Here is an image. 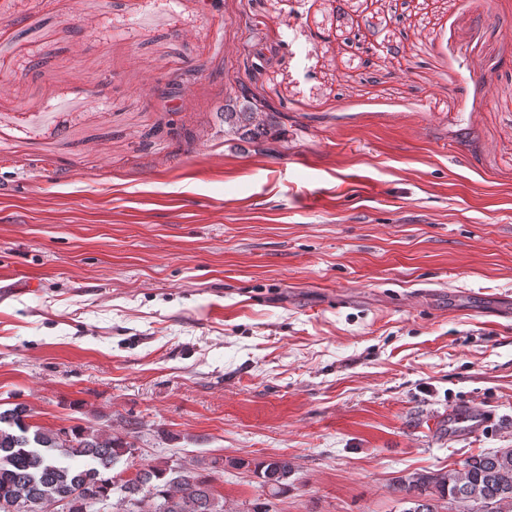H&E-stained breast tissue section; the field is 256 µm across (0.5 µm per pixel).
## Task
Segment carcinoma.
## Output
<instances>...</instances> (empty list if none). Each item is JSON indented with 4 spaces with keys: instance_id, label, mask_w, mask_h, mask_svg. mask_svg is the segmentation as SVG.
<instances>
[{
    "instance_id": "cac0c4a2",
    "label": "carcinoma",
    "mask_w": 512,
    "mask_h": 512,
    "mask_svg": "<svg viewBox=\"0 0 512 512\" xmlns=\"http://www.w3.org/2000/svg\"><path fill=\"white\" fill-rule=\"evenodd\" d=\"M260 98L241 82L224 100V135L256 141L268 134L279 112L260 108ZM24 403L0 410V512H35L60 504L62 512H226L214 490L216 477L241 459L212 457L190 467L138 459L136 427L101 432L91 427L32 428ZM263 501L253 512H272L273 499L288 490L293 467L275 457L254 464ZM402 512H512V448L470 456L460 470L415 472L397 481Z\"/></svg>"
}]
</instances>
